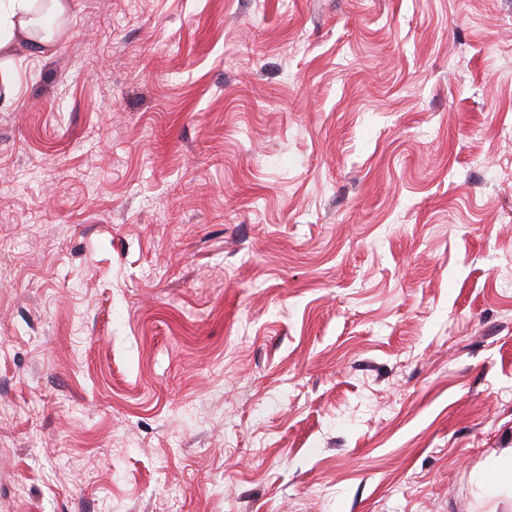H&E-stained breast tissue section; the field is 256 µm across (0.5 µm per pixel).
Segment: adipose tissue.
<instances>
[{
  "label": "adipose tissue",
  "instance_id": "ef3b65f1",
  "mask_svg": "<svg viewBox=\"0 0 512 512\" xmlns=\"http://www.w3.org/2000/svg\"><path fill=\"white\" fill-rule=\"evenodd\" d=\"M71 10L72 0H0V93L15 91L19 60L55 51ZM45 17L50 27H41Z\"/></svg>",
  "mask_w": 512,
  "mask_h": 512
}]
</instances>
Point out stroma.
Listing matches in <instances>:
<instances>
[{
	"mask_svg": "<svg viewBox=\"0 0 512 512\" xmlns=\"http://www.w3.org/2000/svg\"><path fill=\"white\" fill-rule=\"evenodd\" d=\"M512 448V0H74L0 101V512H475Z\"/></svg>",
	"mask_w": 512,
	"mask_h": 512,
	"instance_id": "1",
	"label": "stroma"
}]
</instances>
